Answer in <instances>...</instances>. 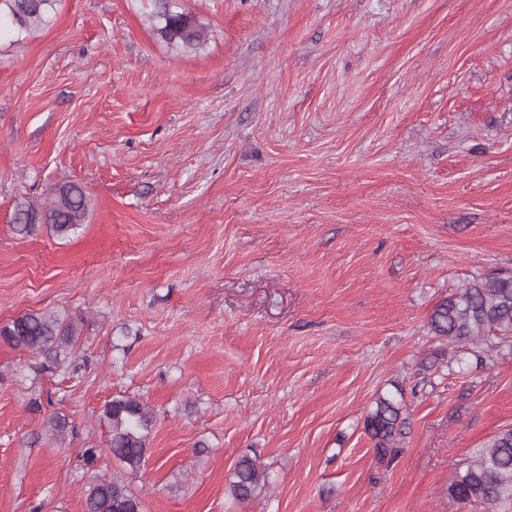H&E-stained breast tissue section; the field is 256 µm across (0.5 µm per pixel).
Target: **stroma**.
I'll use <instances>...</instances> for the list:
<instances>
[{
    "label": "stroma",
    "instance_id": "1",
    "mask_svg": "<svg viewBox=\"0 0 512 512\" xmlns=\"http://www.w3.org/2000/svg\"><path fill=\"white\" fill-rule=\"evenodd\" d=\"M172 3L203 46L154 0L0 24V326L85 320L53 372L0 342V512H84L119 474L145 512H474L448 485L512 428V350L429 319L512 272V0ZM65 182L86 223L16 234ZM397 386L388 464L364 421ZM119 394L156 417L135 474L105 452ZM245 456L268 484L237 500ZM156 18L158 25L155 33L185 50L198 49L208 39V31L204 26L193 22L186 13L170 10L165 3H162Z\"/></svg>",
    "mask_w": 512,
    "mask_h": 512
}]
</instances>
